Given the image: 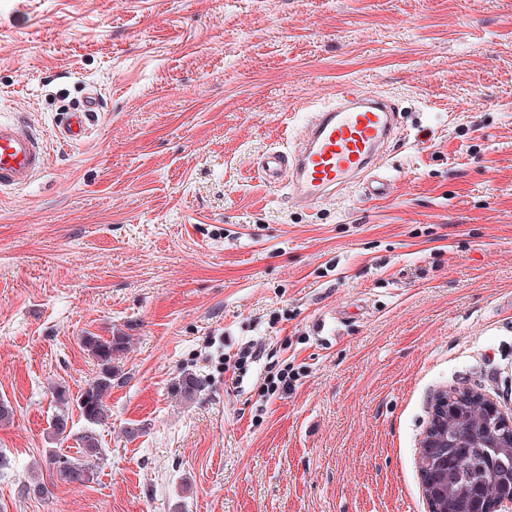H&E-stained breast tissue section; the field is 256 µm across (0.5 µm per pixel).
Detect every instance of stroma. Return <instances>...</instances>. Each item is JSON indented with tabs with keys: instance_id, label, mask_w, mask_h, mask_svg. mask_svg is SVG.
Wrapping results in <instances>:
<instances>
[{
	"instance_id": "1",
	"label": "stroma",
	"mask_w": 512,
	"mask_h": 512,
	"mask_svg": "<svg viewBox=\"0 0 512 512\" xmlns=\"http://www.w3.org/2000/svg\"><path fill=\"white\" fill-rule=\"evenodd\" d=\"M348 84L400 108L393 191L296 209L257 162ZM91 91L88 138L56 140ZM17 119L50 156L0 192V512H428L435 395L512 410V0H0ZM89 332L129 344L79 485L49 456L87 424L53 437L51 391L97 376ZM294 371V368L289 369L288 363L282 364V366L273 373L270 371L260 386L262 396L274 395L277 391H288L292 383L298 380L297 375H299V373H295Z\"/></svg>"
}]
</instances>
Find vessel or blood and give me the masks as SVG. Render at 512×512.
<instances>
[{
    "instance_id": "b4317fda",
    "label": "vessel or blood",
    "mask_w": 512,
    "mask_h": 512,
    "mask_svg": "<svg viewBox=\"0 0 512 512\" xmlns=\"http://www.w3.org/2000/svg\"><path fill=\"white\" fill-rule=\"evenodd\" d=\"M98 109L97 97L83 108L63 113L57 136L78 143L87 137ZM398 107L368 90L347 88L313 113L302 147L292 153L271 149L259 164L270 183H287L292 202L311 208L327 196L359 185L365 196L383 198L389 180L377 167L385 146L395 136ZM48 163L44 141L23 121H0V188H20L38 177Z\"/></svg>"
}]
</instances>
